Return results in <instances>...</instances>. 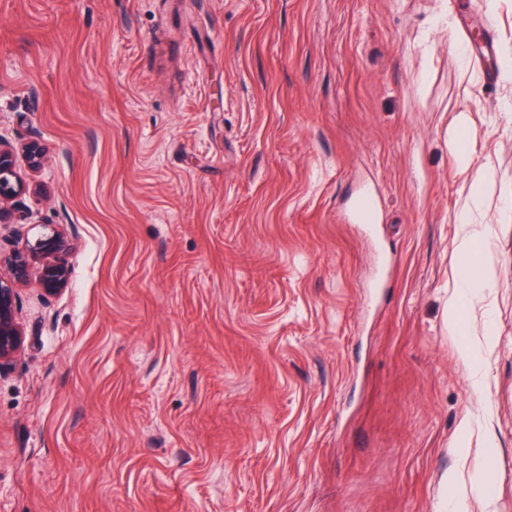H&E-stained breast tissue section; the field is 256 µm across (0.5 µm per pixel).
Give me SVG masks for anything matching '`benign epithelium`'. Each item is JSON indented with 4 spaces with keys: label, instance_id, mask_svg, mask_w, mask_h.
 Returning a JSON list of instances; mask_svg holds the SVG:
<instances>
[{
    "label": "benign epithelium",
    "instance_id": "benign-epithelium-1",
    "mask_svg": "<svg viewBox=\"0 0 512 512\" xmlns=\"http://www.w3.org/2000/svg\"><path fill=\"white\" fill-rule=\"evenodd\" d=\"M31 171L41 169L45 152L41 144L30 140L21 145ZM45 188L37 182H28L15 168L14 148L0 142V224L10 223L19 209L20 199L26 194H44ZM73 244L57 225H43V232L35 242H28L6 261L8 278L0 276V370L9 366L22 353L26 335L15 318L16 286L27 282L33 267L40 268V284L49 296L61 292L69 280V257Z\"/></svg>",
    "mask_w": 512,
    "mask_h": 512
}]
</instances>
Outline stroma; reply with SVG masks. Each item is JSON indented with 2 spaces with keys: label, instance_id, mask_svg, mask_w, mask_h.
<instances>
[{
  "label": "stroma",
  "instance_id": "stroma-1",
  "mask_svg": "<svg viewBox=\"0 0 512 512\" xmlns=\"http://www.w3.org/2000/svg\"><path fill=\"white\" fill-rule=\"evenodd\" d=\"M509 59L512 0H0L47 188L0 252L75 244L19 291L0 512H512ZM481 239V233L464 225L460 243L458 246L461 264L459 270V280L463 288H472L482 283L487 275V266L484 255L478 248V241Z\"/></svg>",
  "mask_w": 512,
  "mask_h": 512
}]
</instances>
